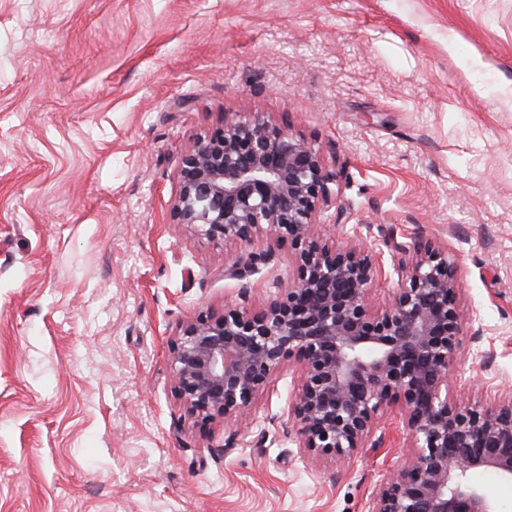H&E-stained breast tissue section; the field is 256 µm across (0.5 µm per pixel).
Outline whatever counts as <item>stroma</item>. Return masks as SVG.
Segmentation results:
<instances>
[{
	"label": "stroma",
	"mask_w": 512,
	"mask_h": 512,
	"mask_svg": "<svg viewBox=\"0 0 512 512\" xmlns=\"http://www.w3.org/2000/svg\"><path fill=\"white\" fill-rule=\"evenodd\" d=\"M228 112L335 162L337 241L447 246L451 392L512 390V0H0V512H367L408 457L393 405L382 447L308 458L286 368L237 428L174 397L170 339L235 300L233 267L270 253L256 310L296 274L288 243L171 221Z\"/></svg>",
	"instance_id": "stroma-1"
}]
</instances>
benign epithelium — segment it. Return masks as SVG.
<instances>
[{
    "instance_id": "benign-epithelium-1",
    "label": "benign epithelium",
    "mask_w": 512,
    "mask_h": 512,
    "mask_svg": "<svg viewBox=\"0 0 512 512\" xmlns=\"http://www.w3.org/2000/svg\"><path fill=\"white\" fill-rule=\"evenodd\" d=\"M340 193L320 149L258 115L224 113L182 156L173 223L216 244L286 241L297 273L259 310L246 306L244 285L237 306L182 323L170 345L173 393L195 424L227 425L288 362L301 379L289 414L299 447L315 458L380 447L381 413L403 408L415 451L368 512H498L469 474L512 480V393L474 406L448 400L461 349L459 265L429 239L397 246V288L375 306L382 252L331 247L318 229Z\"/></svg>"
}]
</instances>
